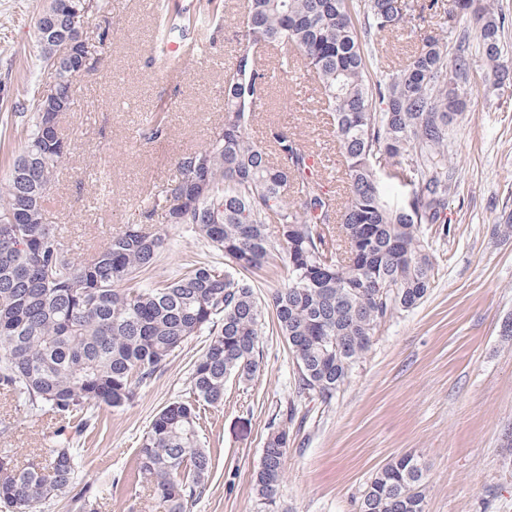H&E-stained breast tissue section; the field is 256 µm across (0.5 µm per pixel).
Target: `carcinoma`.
Returning <instances> with one entry per match:
<instances>
[{"label":"carcinoma","mask_w":512,"mask_h":512,"mask_svg":"<svg viewBox=\"0 0 512 512\" xmlns=\"http://www.w3.org/2000/svg\"><path fill=\"white\" fill-rule=\"evenodd\" d=\"M227 2L156 3L158 56L175 40L187 58L199 55L215 42ZM409 11L406 0H246L244 46L224 74L223 126L205 148L178 158L177 175L150 207L79 262L45 221L54 173L71 150L58 132L60 113L72 105L70 64L57 68L59 111H43L35 96L21 105L25 149L0 193V216L14 218L0 223V389L26 411L72 422L80 433L91 426L93 408L129 404L190 338L212 331L193 364V399L165 405L142 436L137 478L164 512H189L204 489L211 457L199 448L198 403H222L229 378L246 380L260 370L264 309L272 310L295 361L297 395L328 404L379 328L415 308L432 287L435 266L422 226L449 230L448 137L475 84L473 54L486 63L483 83L498 89L512 81V51L505 17L488 0H448L452 46L422 25V45L407 67L378 69V35L409 22ZM272 46L302 60L300 68L282 57V73L297 69L319 84L344 160L342 203L292 134L270 127L265 143L252 137ZM450 68L463 96L451 119ZM27 155L39 165L30 178L19 174ZM386 183L397 188V201L384 194ZM156 216L190 225L224 254V266L195 264L157 288L135 282L165 249L153 228ZM280 252L288 283L263 304L246 273ZM293 417L291 405L287 420L270 426L265 464L254 477L256 496L269 506L282 481ZM47 454L46 475L39 462L22 464L11 449L0 451V504L7 512H33L39 501L74 488L72 439L62 438ZM428 470L418 454L393 457L372 475L356 512H427Z\"/></svg>","instance_id":"1"}]
</instances>
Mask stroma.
Segmentation results:
<instances>
[{
	"label": "stroma",
	"instance_id": "35a3bbf8",
	"mask_svg": "<svg viewBox=\"0 0 512 512\" xmlns=\"http://www.w3.org/2000/svg\"><path fill=\"white\" fill-rule=\"evenodd\" d=\"M47 0H0V185L24 148L15 105L47 90L37 72L34 23ZM83 30L90 66L73 81V104L60 131L72 150L55 173L48 223L61 229L75 260L103 247L146 208L176 173L183 153L209 143L224 122V73L242 44V17L229 15L213 47L167 67L154 52L155 19L147 0H100ZM310 77L279 75L260 107L257 132L275 125L321 157L330 181L343 166L330 114L319 110ZM170 125L159 141L143 139L157 113ZM450 235L425 225L435 259L432 288L416 308L380 327L365 357L331 404L297 397L292 355L273 314L260 340L262 369L229 379L224 402L201 413L200 446L212 458L190 512H265L253 490L269 426L295 402L304 423L290 441L277 495L278 512H355L372 474L406 452L429 466L427 512H512V86L487 93L476 84L448 139ZM164 253L143 273L163 285L182 269L221 261L184 224H163ZM210 341L191 338L165 369L119 409L96 408L73 441L80 482L97 512H163L137 486L142 436L167 403L187 399L195 360ZM61 425L34 416L0 391V448L25 460L52 447Z\"/></svg>",
	"mask_w": 512,
	"mask_h": 512
}]
</instances>
